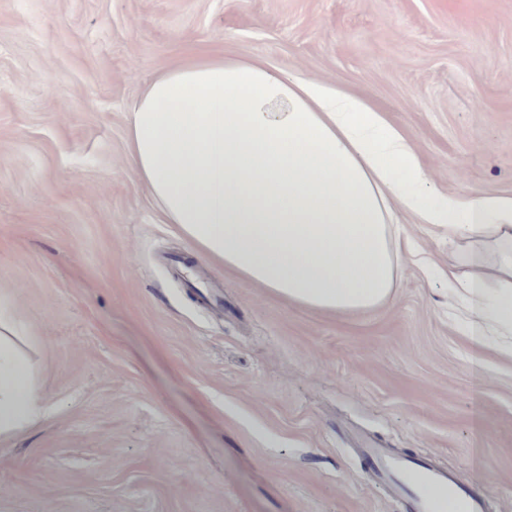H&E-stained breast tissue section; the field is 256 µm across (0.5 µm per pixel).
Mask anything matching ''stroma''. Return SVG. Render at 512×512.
<instances>
[{
	"label": "stroma",
	"instance_id": "stroma-1",
	"mask_svg": "<svg viewBox=\"0 0 512 512\" xmlns=\"http://www.w3.org/2000/svg\"><path fill=\"white\" fill-rule=\"evenodd\" d=\"M200 52L367 96L441 195L512 194V0H0V295L47 407L0 437V512H404L367 443L512 512V353L474 361L447 232L403 217L394 300L337 316L161 222L128 112Z\"/></svg>",
	"mask_w": 512,
	"mask_h": 512
}]
</instances>
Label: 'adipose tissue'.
<instances>
[{"mask_svg": "<svg viewBox=\"0 0 512 512\" xmlns=\"http://www.w3.org/2000/svg\"><path fill=\"white\" fill-rule=\"evenodd\" d=\"M129 171L200 255L277 298L345 314L385 304L402 270L401 217L457 243L446 279L473 349L512 334V196L436 197L412 140L366 98L284 80L259 59L197 56L133 103ZM0 296V436L43 396Z\"/></svg>", "mask_w": 512, "mask_h": 512, "instance_id": "1", "label": "adipose tissue"}]
</instances>
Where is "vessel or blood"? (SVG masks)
<instances>
[{"label":"vessel or blood","mask_w":512,"mask_h":512,"mask_svg":"<svg viewBox=\"0 0 512 512\" xmlns=\"http://www.w3.org/2000/svg\"><path fill=\"white\" fill-rule=\"evenodd\" d=\"M365 454L374 466L373 479L401 498L407 512H446L450 506L455 512H484L481 497L428 460H407L389 448H369Z\"/></svg>","instance_id":"1"}]
</instances>
